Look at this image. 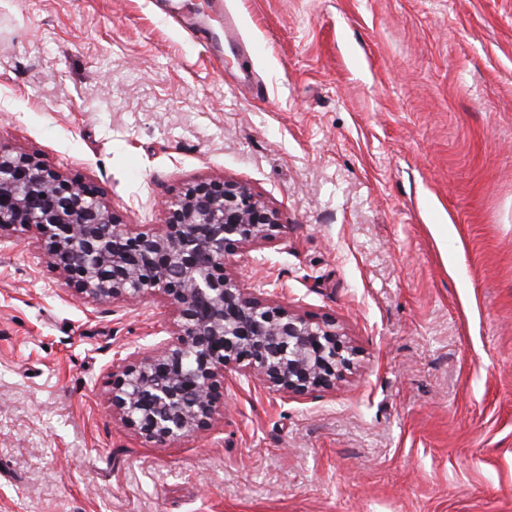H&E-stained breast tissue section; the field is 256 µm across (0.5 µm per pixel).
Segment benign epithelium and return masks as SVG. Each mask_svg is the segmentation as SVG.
Segmentation results:
<instances>
[{"instance_id": "1", "label": "benign epithelium", "mask_w": 512, "mask_h": 512, "mask_svg": "<svg viewBox=\"0 0 512 512\" xmlns=\"http://www.w3.org/2000/svg\"><path fill=\"white\" fill-rule=\"evenodd\" d=\"M165 210L151 229L125 224L98 187L0 145V237L36 230L82 300L157 294L172 308L168 338L112 366V418L172 445L212 429L230 371L292 397L335 388L356 356L336 324L285 309L224 267L228 246L277 236L279 211L226 179L189 185Z\"/></svg>"}]
</instances>
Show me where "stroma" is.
<instances>
[{"label":"stroma","mask_w":512,"mask_h":512,"mask_svg":"<svg viewBox=\"0 0 512 512\" xmlns=\"http://www.w3.org/2000/svg\"><path fill=\"white\" fill-rule=\"evenodd\" d=\"M0 0V145L127 224L204 179L284 224L226 268L357 351L331 391L230 380L211 432L113 421L167 302L91 305L0 239V512H512V0Z\"/></svg>","instance_id":"1"}]
</instances>
